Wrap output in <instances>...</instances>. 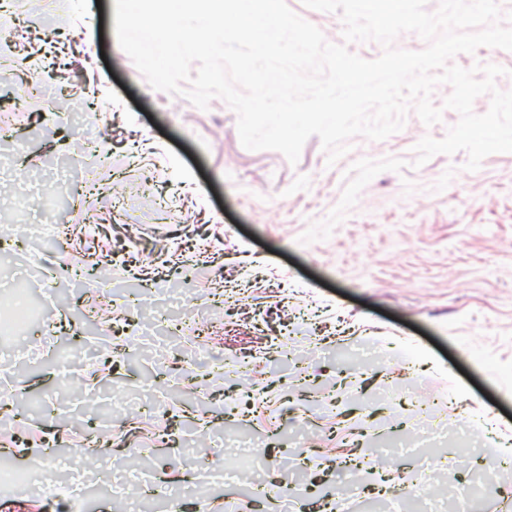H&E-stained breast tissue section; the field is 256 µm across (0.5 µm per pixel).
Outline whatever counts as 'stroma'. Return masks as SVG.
<instances>
[{
  "mask_svg": "<svg viewBox=\"0 0 512 512\" xmlns=\"http://www.w3.org/2000/svg\"><path fill=\"white\" fill-rule=\"evenodd\" d=\"M58 3L53 59L36 50L32 5L0 8L14 33L0 55L15 63L0 129L24 144L0 170V226L23 230L0 233V316L19 274L31 310L0 337V458L49 485L0 492V512H128L132 499L164 512L165 485L188 488L182 512H415L429 498L462 512L482 472L494 485L471 512H512V472L485 454L512 439V153L475 171L463 152L414 167L415 145L458 122L444 109L431 126L411 111L387 139L354 137L332 165L310 137L293 165L243 147L221 98L202 110L152 89L117 43L115 0ZM30 81L102 115L95 152L79 148L83 123L13 109ZM61 166L100 190L9 207ZM142 181L176 200L156 208L134 193ZM169 289L202 335L157 329ZM352 389L365 406L342 404ZM436 402L447 431L418 439L416 408ZM45 445L65 466H41ZM352 456L385 492L352 498Z\"/></svg>",
  "mask_w": 512,
  "mask_h": 512,
  "instance_id": "stroma-1",
  "label": "stroma"
}]
</instances>
